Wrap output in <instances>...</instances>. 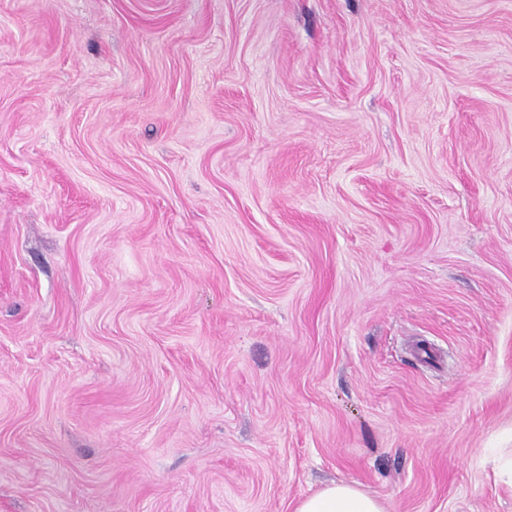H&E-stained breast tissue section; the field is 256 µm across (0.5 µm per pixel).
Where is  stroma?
Here are the masks:
<instances>
[{"label":"stroma","mask_w":512,"mask_h":512,"mask_svg":"<svg viewBox=\"0 0 512 512\" xmlns=\"http://www.w3.org/2000/svg\"><path fill=\"white\" fill-rule=\"evenodd\" d=\"M512 0H0V512H512ZM294 512H385V508L356 484L335 482L299 500Z\"/></svg>","instance_id":"stroma-1"}]
</instances>
